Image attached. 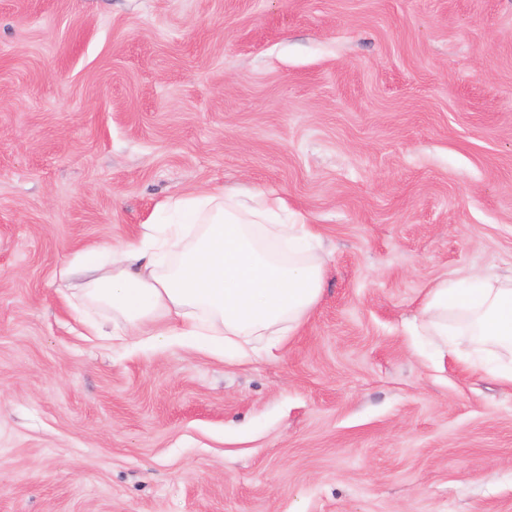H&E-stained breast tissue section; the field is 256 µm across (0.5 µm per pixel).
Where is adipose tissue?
Here are the masks:
<instances>
[{"mask_svg": "<svg viewBox=\"0 0 512 512\" xmlns=\"http://www.w3.org/2000/svg\"><path fill=\"white\" fill-rule=\"evenodd\" d=\"M284 206L262 193L233 206L223 194L191 191L171 204L176 222L145 223L140 239L111 247L108 261L90 250L60 276L78 280L77 299L122 318L136 349L185 345L247 362L253 340L279 347L323 293L313 230L272 225ZM418 322L449 355L512 388V274L430 289Z\"/></svg>", "mask_w": 512, "mask_h": 512, "instance_id": "1", "label": "adipose tissue"}]
</instances>
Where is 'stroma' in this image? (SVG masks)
Here are the masks:
<instances>
[{"label":"stroma","mask_w":512,"mask_h":512,"mask_svg":"<svg viewBox=\"0 0 512 512\" xmlns=\"http://www.w3.org/2000/svg\"><path fill=\"white\" fill-rule=\"evenodd\" d=\"M199 187L327 258L273 355L88 336L61 266ZM512 273V0H0V512H512V391L408 332Z\"/></svg>","instance_id":"35a3bbf8"}]
</instances>
